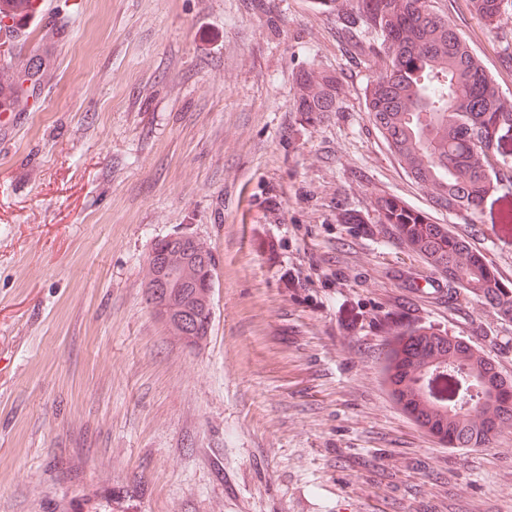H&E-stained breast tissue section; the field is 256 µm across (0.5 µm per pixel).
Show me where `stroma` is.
Wrapping results in <instances>:
<instances>
[{
    "label": "stroma",
    "instance_id": "stroma-1",
    "mask_svg": "<svg viewBox=\"0 0 512 512\" xmlns=\"http://www.w3.org/2000/svg\"><path fill=\"white\" fill-rule=\"evenodd\" d=\"M45 2L0 78L43 64L0 130V512H512V427L448 446L384 369L394 336L433 332L512 382V320L376 211L447 225L512 287V184L433 208L363 110L355 0ZM432 3L512 99V12ZM305 69L341 75L340 111H296ZM175 234L216 261L195 348L146 294ZM472 11L486 24L497 25L508 7V0H470Z\"/></svg>",
    "mask_w": 512,
    "mask_h": 512
}]
</instances>
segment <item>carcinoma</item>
<instances>
[{
  "label": "carcinoma",
  "instance_id": "carcinoma-1",
  "mask_svg": "<svg viewBox=\"0 0 512 512\" xmlns=\"http://www.w3.org/2000/svg\"><path fill=\"white\" fill-rule=\"evenodd\" d=\"M486 24H498L508 0H470ZM378 36L375 77L364 91V111L390 149L408 163L410 176L431 189L434 208L465 215L480 206L490 173L512 178V154L494 143L479 156L476 144L512 129V101L465 39L430 0H357L339 16L346 51L363 50L361 34ZM297 111L336 112L344 85L339 75L304 70L297 75ZM378 223L392 224L437 270L499 315L512 319V288L480 254L422 213L396 199L378 203ZM216 264L192 235L158 240L149 255L148 300L170 333L195 345L211 330L208 300ZM439 369L445 378L473 379L475 393L448 388L447 406L434 403L419 384ZM386 376L392 394L422 428L456 448L486 446L500 424L512 420V384L477 350L433 333L396 336Z\"/></svg>",
  "mask_w": 512,
  "mask_h": 512
}]
</instances>
